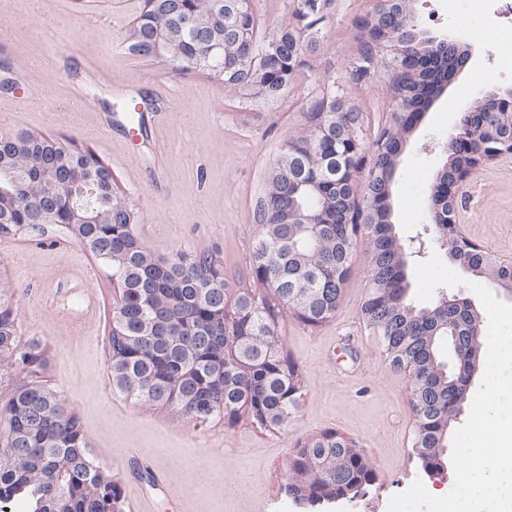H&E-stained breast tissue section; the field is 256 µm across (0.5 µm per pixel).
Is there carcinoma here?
Wrapping results in <instances>:
<instances>
[{"instance_id": "cac0c4a2", "label": "carcinoma", "mask_w": 512, "mask_h": 512, "mask_svg": "<svg viewBox=\"0 0 512 512\" xmlns=\"http://www.w3.org/2000/svg\"><path fill=\"white\" fill-rule=\"evenodd\" d=\"M215 0H159V5L172 11L191 12L212 8ZM140 22L130 28L128 50L143 57H153L155 37L152 11H143ZM282 41L277 46L267 43L254 45L253 54L265 57V63L254 64L249 59L232 68L224 78V88L250 94L256 82L268 83L277 90L270 100L288 91L292 75L288 74V59L312 48L288 39L279 31ZM209 49V39L197 37L186 44L184 56H202ZM455 50L437 53L417 38L413 54L403 60V70L390 78L394 92H401L410 109L388 125L387 150L377 163L375 175H367L362 192L371 200H387L395 176V159L403 142L435 94L448 83L452 75L451 60ZM336 85L322 91L312 102V123L288 139L282 150L294 149L298 157L297 171L279 177L271 176L263 194L258 198L254 214L256 234L252 250V267L263 272V294H254L255 304L250 311L248 329L265 328L274 333L279 311L268 301L272 295L283 307H288L292 288H317L324 294L328 308L339 305L341 278L336 270L343 267L351 240L347 235L344 212L346 202L354 194L355 185L336 184V174L325 163V157L336 152V140L317 130L323 124L333 126V102ZM54 155L52 145L45 139L26 132L18 133L14 152L0 166V184L7 185L6 174L17 171L29 173L25 189L16 195L8 207L0 210V223L5 225L30 223V229L43 232L37 223L39 212L47 205L50 187L34 176L41 160ZM71 176L83 180L87 198L95 209L112 210L113 224L86 225L89 242L97 247L103 262L112 269V276L126 289L125 297L115 313L112 329V366L125 371L126 383L113 391L137 405H159L164 393L181 392L173 405L190 418L206 421L245 407L253 421L263 416L292 413L299 402V388L291 385L288 371L295 369L280 356L264 352L255 355L252 370L242 374L234 367H224L222 384L212 382L224 361V345L243 335V323L237 309H227L225 301L229 282L224 288L212 289L211 306L198 301V289L209 286L221 263L211 254L186 257L182 254L167 260L151 251L136 229V213L124 193H114L102 183L96 170L79 171ZM323 216L317 236L310 235L308 218ZM373 226L369 237L367 298L363 313L392 327L394 344L404 349L414 362L438 360L437 345L428 346L419 338L426 328L423 308L414 306L409 298L411 288L406 274V253L392 224L388 204L371 215ZM470 271L490 281L503 279L509 271L484 256L470 258ZM158 317L161 323L149 335L142 334L147 318ZM465 379L460 371L444 373L438 369L430 374V384L421 405L425 408V444L438 447V421L443 410L455 412V402L463 391ZM38 381H23L11 386L9 397V428L38 423L39 430L24 445L15 466L0 470V507L20 502L28 512H53L58 486L68 485L71 512H107L105 502L86 497L74 480L60 481L65 472L55 466L59 458L77 461L73 441L81 425L78 419L59 403L46 404L37 393ZM340 437L318 440L309 452L322 456L341 450Z\"/></svg>"}]
</instances>
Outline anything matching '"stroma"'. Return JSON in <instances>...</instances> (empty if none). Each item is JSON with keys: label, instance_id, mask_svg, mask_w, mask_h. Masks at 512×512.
<instances>
[{"label": "stroma", "instance_id": "35a3bbf8", "mask_svg": "<svg viewBox=\"0 0 512 512\" xmlns=\"http://www.w3.org/2000/svg\"><path fill=\"white\" fill-rule=\"evenodd\" d=\"M143 0H0V134L27 131L98 156L139 213L154 252L219 255L232 294L257 287L251 268L253 211L281 144L305 125L325 83L337 80L362 112L367 131L385 122L392 99L385 72L356 82L350 71L361 35L356 21L375 0H327L320 48L278 101L224 91L206 75L175 72L130 54L126 33ZM416 29L459 37L471 60L437 98L408 141L392 186V220L409 253L445 255L429 221L428 191L448 144L476 94V71L494 65L487 32L494 17L472 14L468 0H410ZM54 56L38 107L19 100L29 58ZM107 71L90 81L87 66ZM87 100L74 111L70 91ZM140 103L144 126L161 124V141L126 140L127 101ZM457 221L465 234L512 260V153L483 164L458 188ZM367 250L358 241L336 314L312 325L284 309L275 333L297 367L300 407L287 427L257 426L248 410L235 419L198 421L170 407L137 406L109 382L113 308L111 270L72 236L54 228L0 240V292L9 300L21 342L38 341L46 360L39 379L81 425L94 463L118 485L124 512H300L284 494L288 460L311 437L334 432L357 443L377 474L351 503L321 512H387L390 498L422 480L449 493L452 464L423 476L410 459L416 430L410 384L393 368L364 323Z\"/></svg>", "mask_w": 512, "mask_h": 512}]
</instances>
